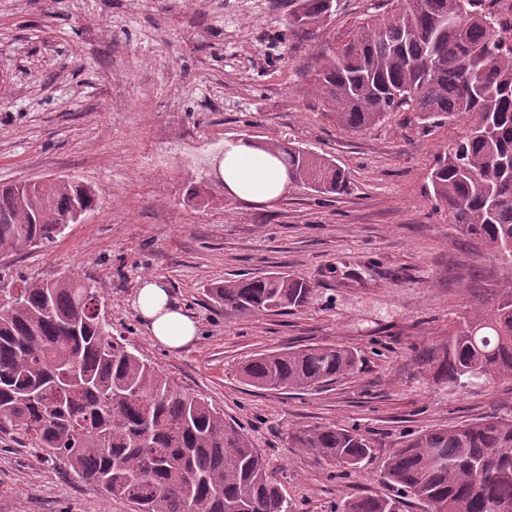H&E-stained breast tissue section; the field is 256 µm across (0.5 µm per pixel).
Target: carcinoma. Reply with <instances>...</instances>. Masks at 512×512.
<instances>
[{
    "mask_svg": "<svg viewBox=\"0 0 512 512\" xmlns=\"http://www.w3.org/2000/svg\"><path fill=\"white\" fill-rule=\"evenodd\" d=\"M324 54L310 85L324 115L358 132L395 112L430 130L458 116L463 135L439 153L431 196L451 223L512 260V4L501 0H388ZM292 25H317L337 0H288ZM290 183L339 193L344 172L325 156L276 144ZM98 205L95 189L60 177L0 184V255L53 245ZM224 312L281 314L313 288L282 273L208 289ZM343 345L255 355L244 380L307 390L357 366ZM440 370L448 384L512 378V289L464 320ZM0 434L65 461L85 483L138 512H293L259 449L202 397L112 336L89 283L60 275L0 285ZM295 448L356 471L374 445L339 426L299 429ZM379 477L392 495L345 498L338 512H512V417L495 414L423 431L394 449Z\"/></svg>",
    "mask_w": 512,
    "mask_h": 512,
    "instance_id": "obj_1",
    "label": "carcinoma"
}]
</instances>
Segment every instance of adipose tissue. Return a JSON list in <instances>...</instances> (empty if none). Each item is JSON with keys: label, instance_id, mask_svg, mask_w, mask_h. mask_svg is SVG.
I'll list each match as a JSON object with an SVG mask.
<instances>
[{"label": "adipose tissue", "instance_id": "adipose-tissue-1", "mask_svg": "<svg viewBox=\"0 0 512 512\" xmlns=\"http://www.w3.org/2000/svg\"><path fill=\"white\" fill-rule=\"evenodd\" d=\"M216 168L225 189L248 203L274 202L288 189V174L281 163L267 149L244 140L225 146ZM134 307L152 339L169 349H181L197 333L196 322L155 278L141 280Z\"/></svg>", "mask_w": 512, "mask_h": 512}]
</instances>
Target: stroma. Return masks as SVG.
<instances>
[{
  "label": "stroma",
  "instance_id": "1",
  "mask_svg": "<svg viewBox=\"0 0 512 512\" xmlns=\"http://www.w3.org/2000/svg\"><path fill=\"white\" fill-rule=\"evenodd\" d=\"M385 0H339L304 29L288 0H0V182L68 176L97 208L52 247L0 258L9 276L70 273L98 291L113 336L204 397L266 457L295 512H335L354 493L389 494L383 459L407 436L495 412L512 380L449 385L439 361L464 318L512 286V262L436 209L429 173L464 128L423 131L398 112L341 131L308 88L323 49ZM298 143L347 176L324 198L292 186L249 204L208 178L226 144ZM286 272L315 288L285 314L229 315L212 284ZM194 315L193 343H152L133 306L142 277ZM312 343L353 348L357 370L304 392L244 383L252 356ZM334 425L371 439L357 473L293 447L290 432ZM0 512H135L62 461L0 437Z\"/></svg>",
  "mask_w": 512,
  "mask_h": 512
}]
</instances>
